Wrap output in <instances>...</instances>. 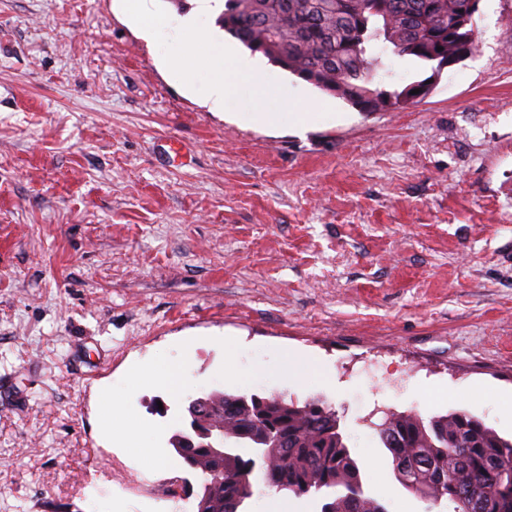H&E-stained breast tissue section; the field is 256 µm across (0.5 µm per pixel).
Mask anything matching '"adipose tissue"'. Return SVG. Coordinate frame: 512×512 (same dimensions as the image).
Listing matches in <instances>:
<instances>
[{"instance_id": "ef3b65f1", "label": "adipose tissue", "mask_w": 512, "mask_h": 512, "mask_svg": "<svg viewBox=\"0 0 512 512\" xmlns=\"http://www.w3.org/2000/svg\"><path fill=\"white\" fill-rule=\"evenodd\" d=\"M219 0H196L195 13L180 18L152 10L148 0H120L130 21L148 41L165 45L163 63L176 81L195 88L199 68L208 76L204 96L211 108L223 110L224 99L232 90L233 78L261 80L262 72L250 57L227 48L219 38L209 36L206 22L217 9ZM205 50L204 63H197L198 50Z\"/></svg>"}]
</instances>
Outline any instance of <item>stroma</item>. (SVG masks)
I'll use <instances>...</instances> for the list:
<instances>
[{
	"instance_id": "1",
	"label": "stroma",
	"mask_w": 512,
	"mask_h": 512,
	"mask_svg": "<svg viewBox=\"0 0 512 512\" xmlns=\"http://www.w3.org/2000/svg\"><path fill=\"white\" fill-rule=\"evenodd\" d=\"M473 24L396 111L266 62L219 114L115 0H0V512H196L199 473L113 447L105 387L168 454L203 394L325 400L387 512H451L375 425L464 409L512 436V0ZM151 360L184 365L178 394L133 381Z\"/></svg>"
}]
</instances>
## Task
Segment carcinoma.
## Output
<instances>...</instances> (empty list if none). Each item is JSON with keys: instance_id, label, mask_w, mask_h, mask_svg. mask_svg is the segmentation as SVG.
Here are the masks:
<instances>
[{"instance_id": "1", "label": "carcinoma", "mask_w": 512, "mask_h": 512, "mask_svg": "<svg viewBox=\"0 0 512 512\" xmlns=\"http://www.w3.org/2000/svg\"><path fill=\"white\" fill-rule=\"evenodd\" d=\"M221 25L251 52L361 112L395 110L418 102L413 90L424 98L432 89L425 79L382 86V54L428 63L435 77L445 60L460 61L461 49L478 50L469 0H224ZM204 399L218 411L196 424L224 423V453L175 449L208 487L207 497L196 496L197 512H243L258 478L270 490L320 497L321 512H386L366 493L330 405L276 394ZM376 430L393 466H403L406 489L431 505L445 500L464 512L473 501L477 512H512V439L476 416L391 411Z\"/></svg>"}]
</instances>
